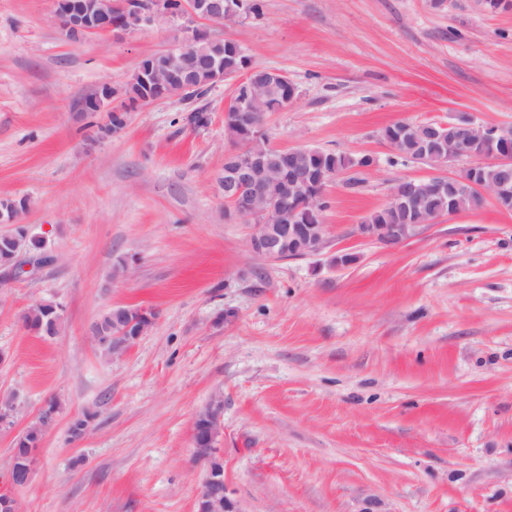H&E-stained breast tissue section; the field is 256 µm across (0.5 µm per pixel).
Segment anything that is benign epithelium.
Instances as JSON below:
<instances>
[{
  "label": "benign epithelium",
  "instance_id": "1",
  "mask_svg": "<svg viewBox=\"0 0 512 512\" xmlns=\"http://www.w3.org/2000/svg\"><path fill=\"white\" fill-rule=\"evenodd\" d=\"M55 14L62 28L71 36L121 32L132 33L144 27L170 24L185 33V39L172 48L143 58L135 70V77L142 84L144 95L130 102L123 91L108 84L102 86L96 97L88 101L85 109L98 112L115 99L120 104L114 112H125L136 106H147L171 97H184L192 88L197 70L198 54L195 46L204 40L203 33L194 27L198 21L213 24H235L254 16L248 8L249 0H54ZM448 130V165L435 169L427 178H405L401 188L390 193L389 204L412 209L422 205L424 199L433 194L448 193V205L456 202L457 183L465 182L477 192L491 198L498 206L512 198V153L492 146L497 137L507 138L512 129L492 127L464 118L462 122H450L436 128L428 126L427 139L435 140L440 130ZM237 149L229 152L224 159V183L217 186L224 202L234 203L241 195L247 196L248 215L260 219L250 237L253 252L261 256L271 254L274 249L288 243L305 255L319 253L326 242V228L323 224H295L288 216L303 210L311 201L313 190L321 183H329L337 174L314 176L291 164L299 152L297 148L275 149L280 155L276 165L266 163L261 157L248 152L246 141L232 139ZM477 144L488 146L482 153L471 157L473 164L459 171L448 172L467 151ZM493 167L499 179L486 185L475 179V170ZM281 179L292 187L288 197L275 200L266 192L267 181ZM424 228L422 224H360L359 237L379 243L398 246L416 237ZM141 327L126 335L122 328L125 322L123 309L112 311V353L123 357L135 343L146 335L153 326L155 316L151 311L138 309ZM221 413L213 412L206 417L208 438L200 437L193 431L194 456L197 464L204 469V476L197 487L196 512H240L236 503L227 496L224 471L217 460L216 439L221 433ZM37 462V449H30L27 464L22 468L10 469V480L15 485H25L33 477Z\"/></svg>",
  "mask_w": 512,
  "mask_h": 512
}]
</instances>
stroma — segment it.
Wrapping results in <instances>:
<instances>
[{
  "label": "stroma",
  "instance_id": "35a3bbf8",
  "mask_svg": "<svg viewBox=\"0 0 512 512\" xmlns=\"http://www.w3.org/2000/svg\"><path fill=\"white\" fill-rule=\"evenodd\" d=\"M232 26L205 24L297 97L270 114L279 148L369 154L363 182L329 183L326 245L271 260L226 218L215 178L232 143L228 87L130 110L80 101L125 85L143 57L183 39L169 25L72 39L54 0H0V201L51 261L0 277V494L18 512H195L204 471L193 426L223 398L217 455L240 512H512V212L486 204L391 248L361 239L363 217L402 178L382 128L461 116L512 127V9L479 0H261ZM206 110V126L185 115ZM130 273L112 276L118 260ZM40 302L56 335L27 332ZM156 312L121 359L92 325L110 308ZM60 409L32 480L12 486L15 437ZM92 414L70 440L71 420ZM56 305L51 303H36L29 307L23 314L22 319L25 328L39 336H51L57 330L55 323H59L62 319V314L57 310L56 318L53 321V310Z\"/></svg>",
  "mask_w": 512,
  "mask_h": 512
}]
</instances>
